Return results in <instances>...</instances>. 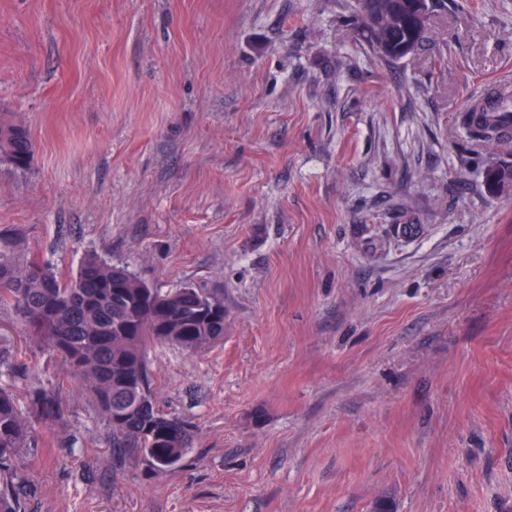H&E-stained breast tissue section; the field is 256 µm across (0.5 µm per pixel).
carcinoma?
<instances>
[{
	"label": "carcinoma",
	"mask_w": 512,
	"mask_h": 512,
	"mask_svg": "<svg viewBox=\"0 0 512 512\" xmlns=\"http://www.w3.org/2000/svg\"><path fill=\"white\" fill-rule=\"evenodd\" d=\"M429 13V0H361L356 23L373 50L393 60L418 48ZM465 123L471 137L495 135L486 121L469 115ZM32 157L25 127L0 113V162L23 170ZM0 303L20 312L27 333L58 354L93 398L114 453L149 459L153 471L183 458L193 425L160 409L146 349L165 342L195 353L223 341L222 299L189 285L163 292L96 253L83 258L76 276L62 280L37 256L19 258L0 233ZM32 406L42 417L61 415V404L46 391L33 395ZM29 418L0 387V512H25L23 500L34 492L19 465Z\"/></svg>",
	"instance_id": "cac0c4a2"
}]
</instances>
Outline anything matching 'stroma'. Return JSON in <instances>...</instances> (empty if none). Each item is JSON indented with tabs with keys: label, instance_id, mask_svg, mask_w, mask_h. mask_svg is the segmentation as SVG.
<instances>
[{
	"label": "stroma",
	"instance_id": "obj_1",
	"mask_svg": "<svg viewBox=\"0 0 512 512\" xmlns=\"http://www.w3.org/2000/svg\"><path fill=\"white\" fill-rule=\"evenodd\" d=\"M357 0H0V229L224 301V339L148 350L195 425L172 470L116 460L57 356L0 308L33 422L26 512H512V143L469 97L512 74V0H443L389 61ZM32 157L33 145L25 127L0 113V162L23 170Z\"/></svg>",
	"mask_w": 512,
	"mask_h": 512
}]
</instances>
